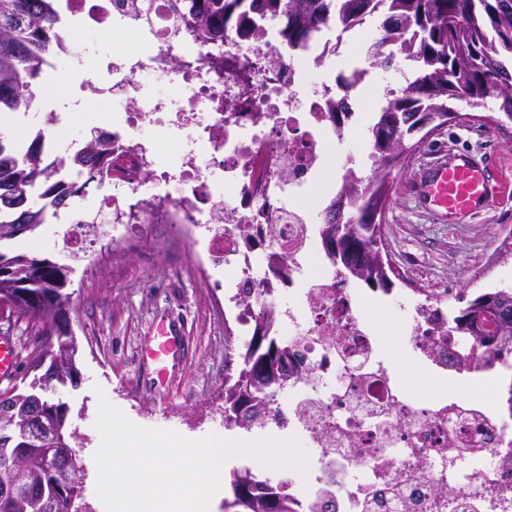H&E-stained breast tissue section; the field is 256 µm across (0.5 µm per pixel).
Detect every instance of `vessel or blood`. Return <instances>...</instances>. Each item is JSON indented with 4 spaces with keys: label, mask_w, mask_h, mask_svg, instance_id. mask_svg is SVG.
I'll return each instance as SVG.
<instances>
[{
    "label": "vessel or blood",
    "mask_w": 512,
    "mask_h": 512,
    "mask_svg": "<svg viewBox=\"0 0 512 512\" xmlns=\"http://www.w3.org/2000/svg\"><path fill=\"white\" fill-rule=\"evenodd\" d=\"M422 205L442 221L458 224L477 214L506 193V185L491 163L465 152L450 153L447 160L422 171L417 182ZM180 349L175 329H161L145 348L144 362L157 379H164L168 363ZM19 353L12 337L0 336V382L12 383L18 376Z\"/></svg>",
    "instance_id": "b4317fda"
}]
</instances>
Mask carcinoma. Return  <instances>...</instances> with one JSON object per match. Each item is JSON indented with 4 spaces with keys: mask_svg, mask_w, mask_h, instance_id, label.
<instances>
[{
    "mask_svg": "<svg viewBox=\"0 0 512 512\" xmlns=\"http://www.w3.org/2000/svg\"><path fill=\"white\" fill-rule=\"evenodd\" d=\"M59 0H0V112L28 109L36 93V80L44 70L41 58L56 51L57 32L63 19ZM198 34L216 41L224 30L242 22L249 13H267L278 19L280 36L289 48L315 39L327 20L351 27L363 17L385 12L379 43L399 46L411 71L405 85L377 112L370 127L373 173L353 183L343 180L337 199L325 209L322 244L336 261L344 277L388 294L393 283L392 265L382 246V225L367 221L382 213L388 204L391 171L410 150L408 141L421 128L434 130L448 123V100H465L478 105L488 98L499 101V111L512 118V0H191ZM43 135L19 154L0 138V244L18 234L13 224H26L36 233L47 223V209L75 182L58 177L66 170L62 158L51 165L43 162ZM69 267L48 258L0 250V302L31 325L38 345L31 365L44 358L63 365L76 363V339L55 334L52 315L67 303L63 289ZM490 307L498 312L496 330L476 335L465 323ZM273 317L267 312L255 328L247 351L241 354L242 368L232 388L224 389V420H239L238 410L258 408L257 416L272 410L268 389L279 384V362L269 340L260 337ZM451 330L469 336L482 348L503 349L512 345V288H494L468 301L458 313L448 316ZM0 489L10 481L14 464L8 438L18 433L27 409L16 394H0ZM28 479L48 486V473L64 466L55 456L29 455L25 461ZM230 498L224 512H292L288 496L276 495V507L267 496L254 493L252 477L234 471L230 475ZM40 495H15L0 499V512H45Z\"/></svg>",
    "mask_w": 512,
    "mask_h": 512,
    "instance_id": "obj_1",
    "label": "carcinoma"
}]
</instances>
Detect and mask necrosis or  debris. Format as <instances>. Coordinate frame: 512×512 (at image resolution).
<instances>
[{"label":"necrosis or debris","mask_w":512,"mask_h":512,"mask_svg":"<svg viewBox=\"0 0 512 512\" xmlns=\"http://www.w3.org/2000/svg\"><path fill=\"white\" fill-rule=\"evenodd\" d=\"M77 26L59 33L46 66L71 65L96 77L94 94L124 113L122 128L98 133L112 165L90 210L75 225L108 224L127 239L144 224L194 225L197 241L223 262L226 297L242 335L264 312L288 350L275 411L251 431L276 428L298 439L307 469L278 480L295 512H512V408L499 378L512 352L473 340L437 343L435 299L406 314L403 358L435 377L462 373L491 381L483 394H411L353 288L325 252L320 175L329 149L351 124L330 112H359L371 82L367 64L349 79L309 86L310 71L351 54L348 29L328 22L308 48L284 52L275 23L256 33L227 31L223 44L195 38L185 0H71ZM127 34L132 45L100 61L74 31ZM174 85L145 96L144 75ZM165 132L173 166L158 163ZM313 205H305L307 196ZM261 234L246 243L242 225Z\"/></svg>","instance_id":"obj_1"}]
</instances>
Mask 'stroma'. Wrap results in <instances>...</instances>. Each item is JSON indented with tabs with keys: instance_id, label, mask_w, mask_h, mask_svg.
Here are the masks:
<instances>
[{
	"instance_id": "35a3bbf8",
	"label": "stroma",
	"mask_w": 512,
	"mask_h": 512,
	"mask_svg": "<svg viewBox=\"0 0 512 512\" xmlns=\"http://www.w3.org/2000/svg\"><path fill=\"white\" fill-rule=\"evenodd\" d=\"M78 68L50 88L36 84V99L20 112L23 144L44 132L46 145L63 149L88 137L94 126L112 125L116 109L89 102ZM65 93L79 99L80 114L69 125L45 124L47 96ZM456 119L411 152L403 168L393 170L390 202L382 216L384 243L395 272L391 295L370 293L383 338L395 334L394 316L401 301L423 293L447 294L449 309L494 288L512 287V198L492 203L463 224H446L420 209L414 184L420 171L450 150L496 162L503 179L512 183V122H497L494 101L472 106L453 101ZM68 227L43 226L40 234H23L9 249L21 250L69 266L66 328L80 348L77 388H63L73 459L83 481L81 501L91 512H105L96 494L94 454L100 436L94 428L98 397L130 414L133 423L196 438L224 436V382L236 379L242 348L231 333L233 313L223 289V266H201L188 238L173 239L166 224H147L136 241L106 250L99 232L88 231L77 248H67ZM177 329L181 355L168 366L164 386L154 387L141 362V348L155 336L160 323ZM15 337L21 360L15 385L1 384L0 394L25 387L34 338L25 320L0 305V333Z\"/></svg>"
}]
</instances>
